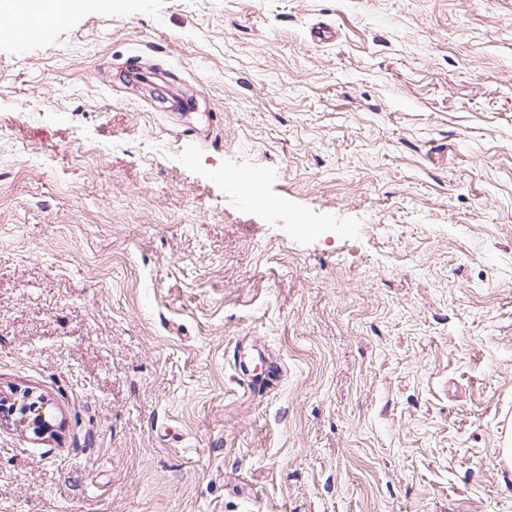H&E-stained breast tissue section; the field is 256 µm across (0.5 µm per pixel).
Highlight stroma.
Masks as SVG:
<instances>
[{
    "mask_svg": "<svg viewBox=\"0 0 512 512\" xmlns=\"http://www.w3.org/2000/svg\"><path fill=\"white\" fill-rule=\"evenodd\" d=\"M0 170V512H512V0H82ZM0 397V412L6 424L14 425L23 432L42 437L53 431L54 416L44 398L33 397L32 392Z\"/></svg>",
    "mask_w": 512,
    "mask_h": 512,
    "instance_id": "stroma-1",
    "label": "stroma"
}]
</instances>
